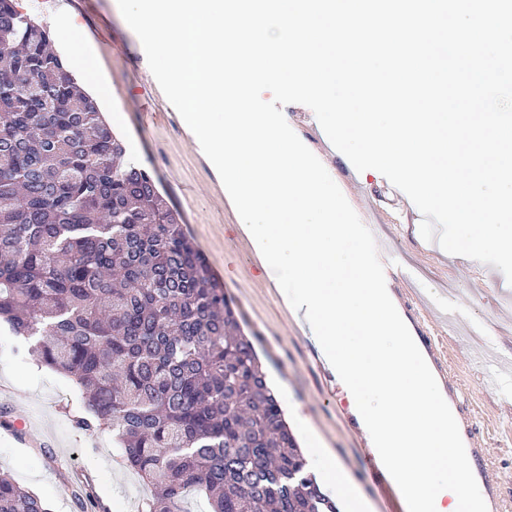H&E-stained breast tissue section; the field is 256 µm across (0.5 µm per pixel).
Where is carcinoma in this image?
<instances>
[{
	"mask_svg": "<svg viewBox=\"0 0 512 512\" xmlns=\"http://www.w3.org/2000/svg\"><path fill=\"white\" fill-rule=\"evenodd\" d=\"M49 45L0 0V321L82 393L151 486L142 512H337L179 215ZM0 512H48L0 472Z\"/></svg>",
	"mask_w": 512,
	"mask_h": 512,
	"instance_id": "cac0c4a2",
	"label": "carcinoma"
}]
</instances>
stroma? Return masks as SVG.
<instances>
[{
  "instance_id": "stroma-1",
  "label": "stroma",
  "mask_w": 512,
  "mask_h": 512,
  "mask_svg": "<svg viewBox=\"0 0 512 512\" xmlns=\"http://www.w3.org/2000/svg\"><path fill=\"white\" fill-rule=\"evenodd\" d=\"M49 32L76 24L100 53L112 88L99 108L132 163L148 169L208 261L226 296L241 313V328L255 345L266 379L307 462L330 452L359 501L356 512H380V494L365 475L357 450L361 434L336 375H325L318 348L301 330L253 254L236 215L217 189L220 176L193 132L162 97L143 47L124 21L117 0H19ZM294 132L322 155L327 171L364 225L382 238L380 258L395 266L392 288H416L424 316L407 319L412 335L440 337L448 366L471 396L470 407L489 437L491 476L509 475L512 494V289L500 286L494 265L448 257L422 239V215L383 175L359 180L351 162L331 149L310 108L285 105ZM452 319H445L449 305ZM16 343L0 325V471L34 491L50 512H80L93 496L106 512H138L149 490L122 462L111 432L76 429L78 390L63 375L13 355Z\"/></svg>"
}]
</instances>
